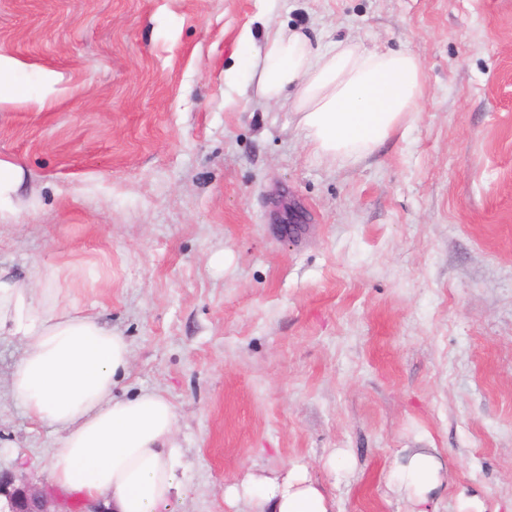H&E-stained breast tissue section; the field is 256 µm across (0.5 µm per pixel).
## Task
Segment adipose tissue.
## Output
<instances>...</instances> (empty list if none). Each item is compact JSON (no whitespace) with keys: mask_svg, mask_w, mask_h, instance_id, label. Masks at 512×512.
Segmentation results:
<instances>
[{"mask_svg":"<svg viewBox=\"0 0 512 512\" xmlns=\"http://www.w3.org/2000/svg\"><path fill=\"white\" fill-rule=\"evenodd\" d=\"M265 29L261 48L251 30L241 33L224 81L234 87L248 82L267 103L293 93L289 108L318 157L368 154L418 112L426 78L413 53L349 40L323 48L284 23ZM59 280L54 269L35 266L22 277L0 266V336L23 345L10 394L30 419L61 432L51 462L57 486L102 501L111 512H166L181 457L176 409L153 390L114 395L130 368V344L96 316L74 315L60 297ZM393 486L416 512H435L446 486L444 462L427 448L407 450ZM224 498L252 502L259 512H331L301 463L249 473L226 487Z\"/></svg>","mask_w":512,"mask_h":512,"instance_id":"obj_1","label":"adipose tissue"}]
</instances>
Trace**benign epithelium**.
<instances>
[{
  "mask_svg": "<svg viewBox=\"0 0 512 512\" xmlns=\"http://www.w3.org/2000/svg\"><path fill=\"white\" fill-rule=\"evenodd\" d=\"M0 512H71L67 499L13 470L0 469Z\"/></svg>",
  "mask_w": 512,
  "mask_h": 512,
  "instance_id": "obj_1",
  "label": "benign epithelium"
}]
</instances>
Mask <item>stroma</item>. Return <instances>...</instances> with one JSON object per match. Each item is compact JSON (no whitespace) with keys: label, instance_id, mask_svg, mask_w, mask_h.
Wrapping results in <instances>:
<instances>
[{"label":"stroma","instance_id":"1","mask_svg":"<svg viewBox=\"0 0 512 512\" xmlns=\"http://www.w3.org/2000/svg\"><path fill=\"white\" fill-rule=\"evenodd\" d=\"M269 18L414 53L419 112L316 157L296 113L224 82ZM0 53L61 77L0 105L24 178L0 265L78 269L65 301L131 344L117 393L174 405L168 512H245L225 488L295 462L334 512H410L405 448L440 453L439 512L512 507V0H0ZM21 354L0 338V467L49 488L60 436L8 392Z\"/></svg>","mask_w":512,"mask_h":512}]
</instances>
